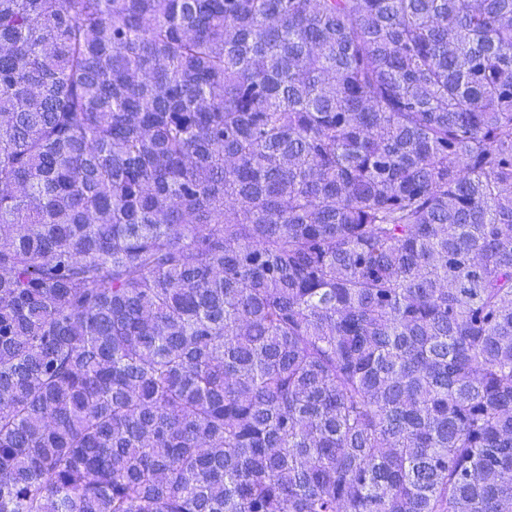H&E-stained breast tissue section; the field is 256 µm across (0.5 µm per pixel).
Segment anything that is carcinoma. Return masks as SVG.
I'll use <instances>...</instances> for the list:
<instances>
[{"label":"carcinoma","mask_w":512,"mask_h":512,"mask_svg":"<svg viewBox=\"0 0 512 512\" xmlns=\"http://www.w3.org/2000/svg\"><path fill=\"white\" fill-rule=\"evenodd\" d=\"M0 512H512V0H0Z\"/></svg>","instance_id":"obj_1"}]
</instances>
